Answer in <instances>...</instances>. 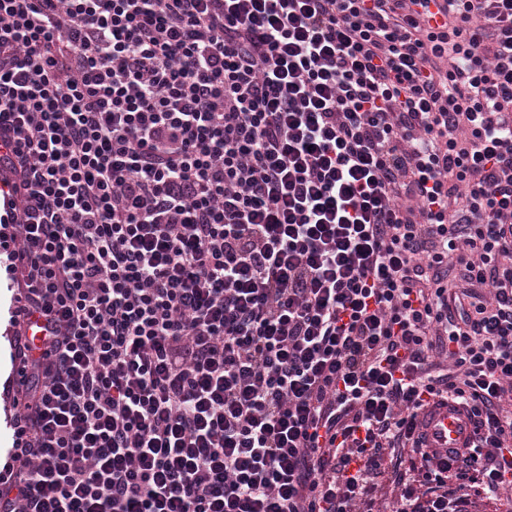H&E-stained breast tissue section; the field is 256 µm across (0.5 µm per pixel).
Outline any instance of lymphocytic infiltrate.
Returning <instances> with one entry per match:
<instances>
[{
    "label": "lymphocytic infiltrate",
    "instance_id": "obj_1",
    "mask_svg": "<svg viewBox=\"0 0 512 512\" xmlns=\"http://www.w3.org/2000/svg\"><path fill=\"white\" fill-rule=\"evenodd\" d=\"M429 2L0 0V512H375L388 448L394 512L512 487V0ZM1 257L2 264L0 262V315L2 318V333L0 334V375L2 377V390L0 392V399L3 417L1 418L0 415V470H3L5 468L4 464L6 462V459L8 464V450L12 446V430L9 427V422L11 417L15 413V405L14 394L12 393V388L10 384V378L12 372L13 345L17 328L13 323L11 314V308L13 307V296L16 293V288L13 287V284L6 272L4 264L6 255L3 253V251ZM423 431L427 448L437 452L439 458L448 459L452 451L462 450L470 444L473 425L463 409L444 402L434 407L424 420Z\"/></svg>",
    "mask_w": 512,
    "mask_h": 512
}]
</instances>
